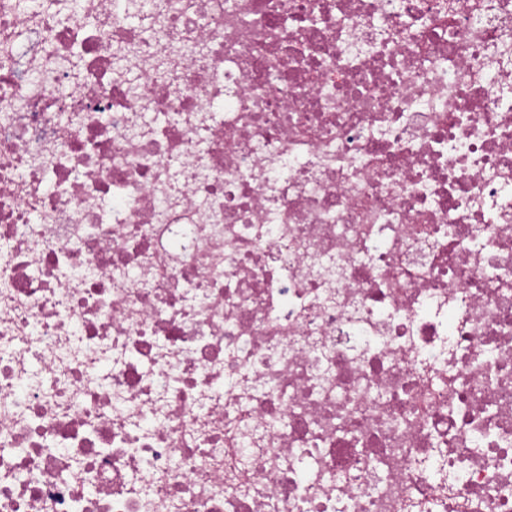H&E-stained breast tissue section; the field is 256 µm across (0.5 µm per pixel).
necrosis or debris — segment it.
<instances>
[{
    "label": "necrosis or debris",
    "mask_w": 512,
    "mask_h": 512,
    "mask_svg": "<svg viewBox=\"0 0 512 512\" xmlns=\"http://www.w3.org/2000/svg\"><path fill=\"white\" fill-rule=\"evenodd\" d=\"M0 512H512V0H0Z\"/></svg>",
    "instance_id": "necrosis-or-debris-1"
}]
</instances>
